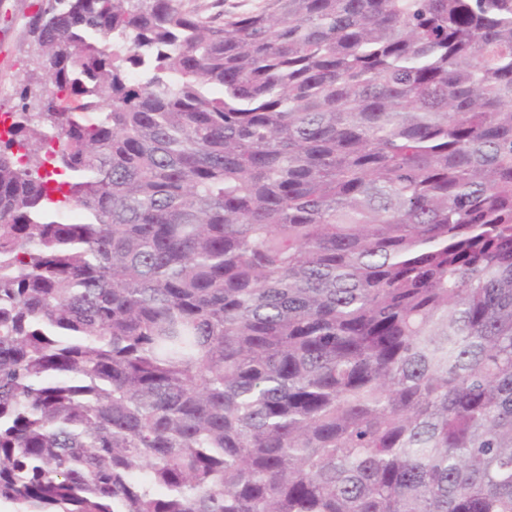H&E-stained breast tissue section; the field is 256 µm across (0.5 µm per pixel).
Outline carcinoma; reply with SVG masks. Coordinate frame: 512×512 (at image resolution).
I'll return each instance as SVG.
<instances>
[{"label":"carcinoma","mask_w":512,"mask_h":512,"mask_svg":"<svg viewBox=\"0 0 512 512\" xmlns=\"http://www.w3.org/2000/svg\"><path fill=\"white\" fill-rule=\"evenodd\" d=\"M29 27L0 506L512 512V0Z\"/></svg>","instance_id":"carcinoma-1"}]
</instances>
